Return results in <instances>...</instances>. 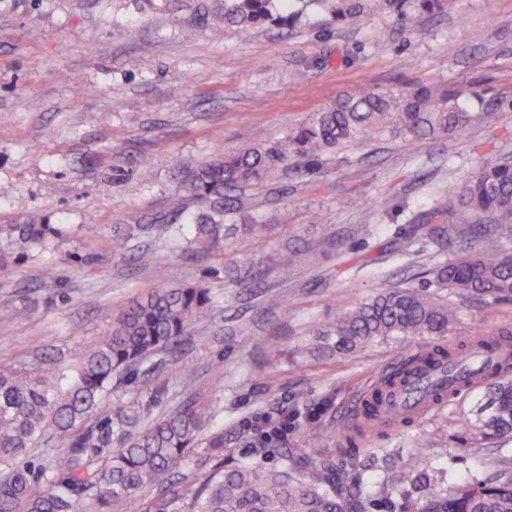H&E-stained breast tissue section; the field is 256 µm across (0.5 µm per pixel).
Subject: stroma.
<instances>
[{
  "label": "stroma",
  "instance_id": "35a3bbf8",
  "mask_svg": "<svg viewBox=\"0 0 512 512\" xmlns=\"http://www.w3.org/2000/svg\"><path fill=\"white\" fill-rule=\"evenodd\" d=\"M205 0H0V226L24 218L58 228L45 248L13 252L0 237V366L50 357L69 363L111 327L138 295L178 281L210 288L216 305L177 352L114 379L112 412L126 431L192 400L223 430L234 461L251 458L248 423L288 419L289 440L307 418L326 430L337 470L364 466V492L382 450L418 448L441 472L490 477L512 440L462 443L449 424L482 390L462 393L411 425L385 428L349 449L353 404L382 373L465 331L512 328V300L462 302L448 335L388 340L350 356H323L305 328L332 320L411 275L395 251L414 214L487 163L512 156V0H453L403 22L378 12L361 27L311 5L297 27L214 31ZM439 82L461 91L471 112L495 124L425 142L408 156L396 138L324 155L310 172L288 170L253 191L265 239L244 234L192 255L158 232L116 254L112 236L161 218L184 223L202 206L185 170L220 150L274 140L336 96L366 86L403 90ZM303 259L284 289L287 313L265 307L266 289L290 251ZM266 268L264 287L224 285V268ZM53 266L56 277L44 281ZM276 343L267 354L249 335ZM195 371L192 381L183 366Z\"/></svg>",
  "mask_w": 512,
  "mask_h": 512
}]
</instances>
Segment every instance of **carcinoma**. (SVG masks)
Returning a JSON list of instances; mask_svg holds the SVG:
<instances>
[{
	"label": "carcinoma",
	"mask_w": 512,
	"mask_h": 512,
	"mask_svg": "<svg viewBox=\"0 0 512 512\" xmlns=\"http://www.w3.org/2000/svg\"><path fill=\"white\" fill-rule=\"evenodd\" d=\"M334 17L364 21L377 10H389L404 21L443 10L448 0H318ZM224 24L243 30L272 23L286 26L294 17L274 12V0H224ZM474 120L460 94L437 83L404 91L358 89L342 94L314 112L292 132L275 141L224 152V158L190 171L188 186L209 211L188 224H155L153 228L188 244L214 248L224 233L242 231L264 238L269 225L256 217L251 224H230L247 192L299 169L327 153H338L378 134L399 136L405 151L415 143L462 133ZM412 234L400 255L428 251L440 260L410 279L383 289L354 309L328 322H315L308 335L316 349L331 356L352 355L363 346L389 338L445 336L459 307L443 296L449 291L486 304L512 298V161L483 166L469 182L450 186L430 209L411 219ZM143 225L117 234L112 249L127 252ZM0 233L12 249L29 251L57 233L49 224H7ZM261 277L259 269L238 268L224 286ZM211 289L173 283L134 299L112 317V328L78 354L74 362L0 368V512H368L358 495L362 474L356 458L336 470L322 429L304 428L310 448L286 449L288 429L257 447L247 463H224V430L207 431L196 404L186 402L121 436L112 447V381L131 372L151 355L172 350L211 308ZM475 347L512 350V333L473 337L458 349L422 354L389 375L366 401L356 437L379 427L400 426L410 418L389 416L386 395L437 366L468 370L489 381L477 406L478 421H454L459 439L492 442L512 437V356L497 373L474 369ZM44 448L43 462L32 466L30 451ZM200 460L213 469L189 486L171 481ZM383 477L375 494L404 499L403 512H512V465L503 460L492 477L481 482H440L418 455L384 458ZM147 487L157 497L142 500Z\"/></svg>",
	"instance_id": "cac0c4a2"
}]
</instances>
